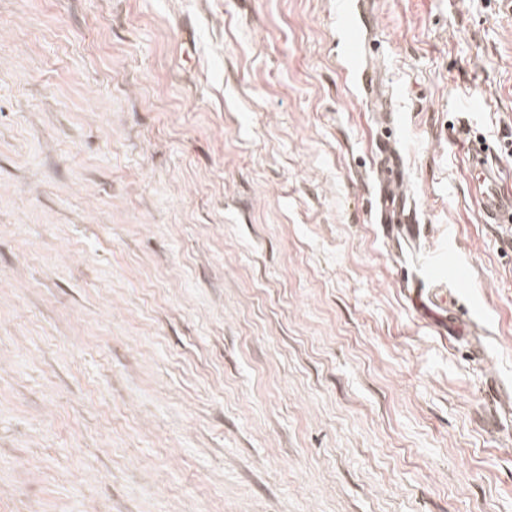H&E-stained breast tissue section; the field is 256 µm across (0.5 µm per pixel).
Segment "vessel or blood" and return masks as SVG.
Here are the masks:
<instances>
[{"mask_svg": "<svg viewBox=\"0 0 512 512\" xmlns=\"http://www.w3.org/2000/svg\"><path fill=\"white\" fill-rule=\"evenodd\" d=\"M373 22L372 12L359 14L350 6L346 8L341 24L345 33L343 60L369 89L374 86L373 73L366 65L365 58L368 52L367 36ZM376 117L383 126L378 144L380 159L377 168L380 181L376 190V220L381 225L384 236L397 234L413 243L420 239L423 226L419 211L403 191L407 174L394 145L392 114L384 109L377 112ZM473 169L476 173L475 200L482 222L501 224L512 220V195L503 194L499 188L500 169L480 162L475 163ZM409 297L414 304H432L449 310L452 317L460 315L457 298L445 280L430 276L412 278Z\"/></svg>", "mask_w": 512, "mask_h": 512, "instance_id": "1", "label": "vessel or blood"}]
</instances>
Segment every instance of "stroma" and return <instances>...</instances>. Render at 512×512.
Segmentation results:
<instances>
[{"label":"stroma","instance_id":"1","mask_svg":"<svg viewBox=\"0 0 512 512\" xmlns=\"http://www.w3.org/2000/svg\"><path fill=\"white\" fill-rule=\"evenodd\" d=\"M336 2L0 0V512H512V9L371 3L452 336ZM352 2L348 0L341 24L346 34L342 44L343 60L357 73L368 89V94H376L374 100H380L382 110L375 115L377 122L385 125L380 134L381 141L376 144L380 153L377 163L380 181L376 190V221L381 224L384 236L399 234L413 244L420 239L423 231L421 216L401 189L408 177L394 145L392 112L387 108V101L374 89L372 70L364 64L368 52L367 36L373 26L374 16L371 11L364 9L362 15L358 16ZM471 169L477 171L473 183L479 216L484 224H505L512 220V195H505L499 188L502 180L500 168L477 162ZM410 287L408 277L406 278V288L409 298L416 305L432 304L450 311L451 320H457L460 315L458 301L451 292L449 283L442 279H435L432 276L426 278L411 277ZM410 290V291H409Z\"/></svg>","mask_w":512,"mask_h":512}]
</instances>
